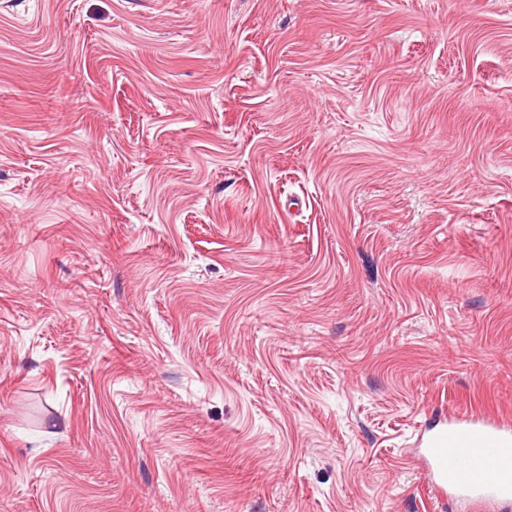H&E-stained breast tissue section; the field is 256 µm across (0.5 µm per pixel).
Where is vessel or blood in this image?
I'll use <instances>...</instances> for the list:
<instances>
[{
	"label": "vessel or blood",
	"instance_id": "b4317fda",
	"mask_svg": "<svg viewBox=\"0 0 512 512\" xmlns=\"http://www.w3.org/2000/svg\"><path fill=\"white\" fill-rule=\"evenodd\" d=\"M428 482L439 503L464 501L471 512L512 503V436L497 427L455 420L425 450Z\"/></svg>",
	"mask_w": 512,
	"mask_h": 512
}]
</instances>
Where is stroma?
I'll return each mask as SVG.
<instances>
[{"mask_svg": "<svg viewBox=\"0 0 512 512\" xmlns=\"http://www.w3.org/2000/svg\"><path fill=\"white\" fill-rule=\"evenodd\" d=\"M512 426V0H0V512H443ZM425 448L428 484L443 506L464 501L471 511L512 501V436L497 427L449 421Z\"/></svg>", "mask_w": 512, "mask_h": 512, "instance_id": "35a3bbf8", "label": "stroma"}]
</instances>
